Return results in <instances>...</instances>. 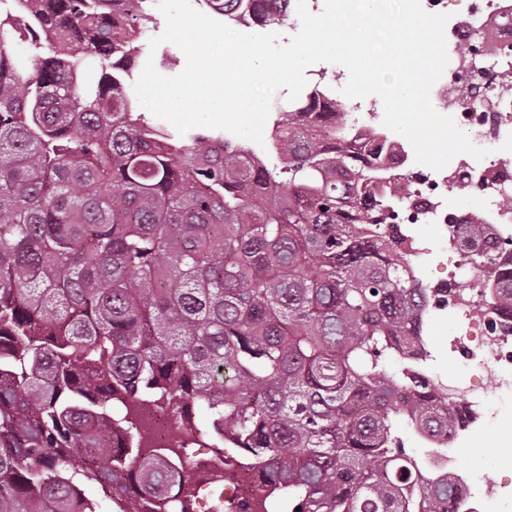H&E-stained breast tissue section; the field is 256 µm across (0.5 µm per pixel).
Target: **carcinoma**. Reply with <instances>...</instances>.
Here are the masks:
<instances>
[{"label":"carcinoma","instance_id":"carcinoma-1","mask_svg":"<svg viewBox=\"0 0 512 512\" xmlns=\"http://www.w3.org/2000/svg\"><path fill=\"white\" fill-rule=\"evenodd\" d=\"M28 2L0 13V512H75L81 477L117 512H172L187 480L169 460L199 436L259 470L257 512H448L453 484L418 481L393 425L459 420L407 372L430 291L385 237L381 147L301 97L284 162L260 169L133 111L157 24L139 0ZM26 11L35 62L11 48ZM90 52L100 74L80 83ZM491 288L512 309V274ZM147 406L174 418L173 447L145 442Z\"/></svg>","mask_w":512,"mask_h":512}]
</instances>
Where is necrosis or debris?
Masks as SVG:
<instances>
[{
    "mask_svg": "<svg viewBox=\"0 0 512 512\" xmlns=\"http://www.w3.org/2000/svg\"><path fill=\"white\" fill-rule=\"evenodd\" d=\"M463 13H451L452 0H421L430 13H446L445 34L449 63L431 89L434 109L453 117L474 145L487 151L483 159L460 154L442 170L416 163L411 144L393 136L383 123V105L377 99L349 101V120L356 131H374L388 138L384 175L398 186L396 195L409 209L401 222L389 225L387 236L401 242L403 254L414 263L452 259L447 277L434 281L427 305L421 310V327L452 318L456 327L448 341L446 357L459 358L492 389L472 383L444 380L450 398L457 400L464 423L449 439L419 437L417 459L422 474L450 475L460 489L455 512H485L489 499L512 506V482L487 488L483 479L457 471L456 449L464 447L472 432L490 414L493 392H512V312L490 299V284L497 273L512 268V0H466ZM477 90L485 105L470 109L460 90ZM475 174L479 206L461 205L462 177ZM486 224L490 239L473 250L463 245L467 225ZM441 229L437 248L423 245L422 229ZM224 457L211 453L196 458L185 489V512H198L208 485L205 476L227 468Z\"/></svg>",
    "mask_w": 512,
    "mask_h": 512,
    "instance_id": "1",
    "label": "necrosis or debris"
}]
</instances>
